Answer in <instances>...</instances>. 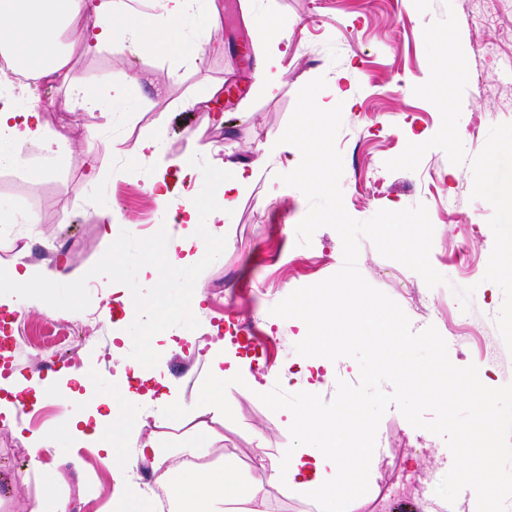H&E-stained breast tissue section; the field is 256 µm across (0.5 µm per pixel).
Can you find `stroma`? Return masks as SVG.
Instances as JSON below:
<instances>
[{
  "label": "stroma",
  "instance_id": "obj_1",
  "mask_svg": "<svg viewBox=\"0 0 512 512\" xmlns=\"http://www.w3.org/2000/svg\"><path fill=\"white\" fill-rule=\"evenodd\" d=\"M218 29L198 19L199 43L170 50H133L115 42L95 53L74 49L72 78L113 103L111 119L81 110L67 88L52 85L40 93L42 122L62 131L67 147L57 165L38 172L25 163L0 170V203L37 214L35 224H17L0 238V273L16 254L30 262L59 265L64 272L50 300L21 307L26 326L12 353L13 372L33 381L63 372L93 374L87 391L109 390L108 377L119 355H143L152 341L134 335L115 343L124 329L120 308L104 313L102 298L111 280H120L142 305L154 310L171 342L195 339L194 351L170 345L156 355L158 368L175 394L191 405L176 428L142 426L140 438L174 447V429L202 436L206 468L233 462L246 479L264 483L279 512H317L315 503L284 496L265 469L248 465L260 448L295 447L296 433L276 420L256 395L231 385L230 414L216 417L197 409L199 383L206 375L203 355L211 342L236 346L229 323L251 322L266 352L249 366L263 391L282 386L302 391L289 380L288 366L312 355L296 328L271 315L272 306L294 290L318 283L343 265L342 241L332 228H319L310 245L298 244L296 226L309 202L280 174L294 170L296 147L279 155L269 150L293 113L298 91L325 77L322 100L338 91L355 100L343 111L336 148L343 160L340 185L348 214L364 221L382 209L425 205L434 227L432 266L444 284L428 287L422 277L379 254L368 238L359 241L357 266L375 288L397 302L413 331L435 326L451 362L476 365L486 386L512 383V279L500 278L505 258L500 240L512 238V214L502 202L512 196V0H212ZM280 24L283 72L280 87L267 93L261 76L238 64L231 43H250L255 56L266 52L262 29ZM238 83L240 96L225 100L224 85ZM157 138L162 159L141 158L139 142ZM192 152L210 175L226 163L256 166L236 209L224 218V242L195 267L169 264L165 249L177 225L168 223L147 185L165 161ZM196 190L208 201L213 186ZM112 211L116 239L103 237L99 213ZM477 216L468 232L464 220ZM467 247V264L457 260ZM111 262V278L98 274ZM160 269L142 279L145 263ZM206 302L186 312L194 289ZM70 327L59 363L38 352L47 324ZM72 408L47 398L19 412L18 428L0 424V512H113L116 474L112 461L125 453L124 434L107 433L112 455L62 438ZM52 441L42 465L29 463L26 435ZM380 455L376 479L358 484L359 512H476V496L463 490L447 503L435 488L453 457L444 440L414 428L397 406H390L377 431Z\"/></svg>",
  "mask_w": 512,
  "mask_h": 512
}]
</instances>
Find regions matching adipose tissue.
<instances>
[{
    "instance_id": "1",
    "label": "adipose tissue",
    "mask_w": 512,
    "mask_h": 512,
    "mask_svg": "<svg viewBox=\"0 0 512 512\" xmlns=\"http://www.w3.org/2000/svg\"><path fill=\"white\" fill-rule=\"evenodd\" d=\"M158 13L139 12L127 0H0V57L9 64L0 68V86L8 83L9 71L29 72L44 84L72 85L70 47L80 46L95 52L111 47L115 39L131 45L167 48L176 42L189 41V30L196 19L209 15V0H158ZM81 107L109 114L112 106L84 88L73 87ZM21 93L0 96V169L18 166L23 153H31L39 168L55 163L60 155L63 137L51 132L41 121L35 108L27 106ZM176 178L159 173L148 188L161 210H168L173 200H180L175 215L183 224L182 235L167 244L172 264L185 267L202 262L210 246L224 242L222 221L237 207L243 190L253 174L247 166L228 164L224 167L215 195L207 203H199L196 186L203 170L195 155L177 160ZM20 251L10 270L0 277V306L19 307L17 289H25L29 303L41 300L45 288L58 279L57 267L35 265ZM326 306L320 300L302 304L288 313L289 324L297 326L300 338L316 350L308 362V392H315L318 380L336 373V339L322 324ZM245 358L224 355L222 344H214L207 355V372L199 390L200 405L215 414L227 413L230 404L224 398V385L238 380ZM122 385L121 398L101 394L99 404L109 409L113 429H124L127 415L118 403L153 399L161 409L160 423L172 425L178 402L168 378L145 357L121 358L114 377ZM54 389L52 380L29 383L20 376L0 377V419L16 426L18 406L15 397L30 392L41 400ZM277 417L295 428L298 446L266 455L271 481L286 493L312 499L318 512H345L353 504V478L369 482L375 477L372 461L375 448L365 444L350 446L337 441L326 431L328 423L340 426L345 434L359 430L347 403H339L332 413L316 408L297 413L277 410ZM152 457L156 466L165 467L170 479L165 486L171 512H269V502L261 484L238 479L232 467L202 470L183 462L171 464L169 449L145 441L131 449L116 463V472L128 470L131 463Z\"/></svg>"
}]
</instances>
